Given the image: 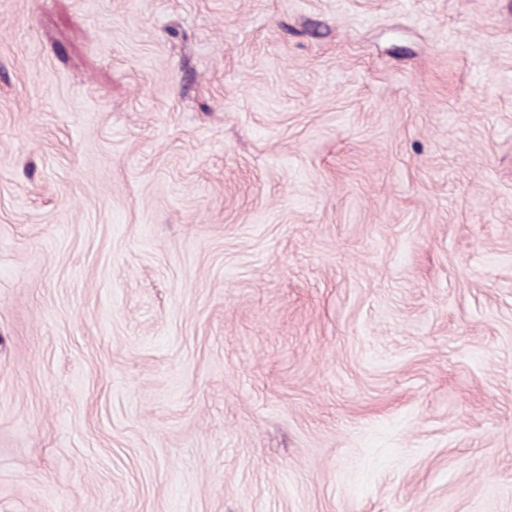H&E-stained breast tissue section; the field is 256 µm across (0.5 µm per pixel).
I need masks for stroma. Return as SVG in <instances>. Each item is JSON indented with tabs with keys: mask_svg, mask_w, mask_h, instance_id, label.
<instances>
[{
	"mask_svg": "<svg viewBox=\"0 0 512 512\" xmlns=\"http://www.w3.org/2000/svg\"><path fill=\"white\" fill-rule=\"evenodd\" d=\"M0 512H512V0H0Z\"/></svg>",
	"mask_w": 512,
	"mask_h": 512,
	"instance_id": "1",
	"label": "stroma"
}]
</instances>
